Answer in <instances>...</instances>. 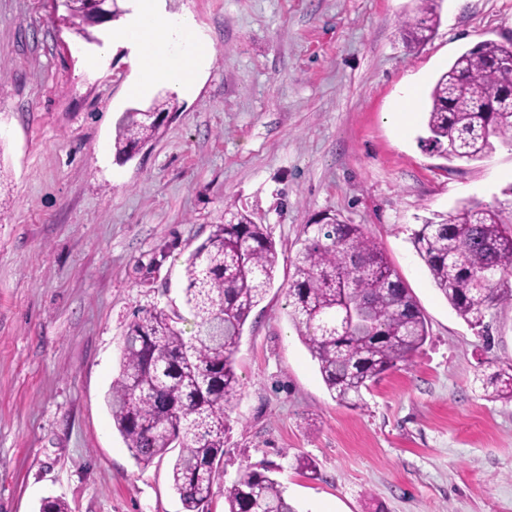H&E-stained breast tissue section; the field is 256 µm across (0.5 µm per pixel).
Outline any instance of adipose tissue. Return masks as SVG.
I'll list each match as a JSON object with an SVG mask.
<instances>
[{
    "mask_svg": "<svg viewBox=\"0 0 512 512\" xmlns=\"http://www.w3.org/2000/svg\"><path fill=\"white\" fill-rule=\"evenodd\" d=\"M125 9L104 36L99 56L118 46L128 49L140 68L128 86L133 95H146L157 82L177 95H190L214 56L213 45L201 34L194 16L169 12L163 0H129Z\"/></svg>",
    "mask_w": 512,
    "mask_h": 512,
    "instance_id": "obj_1",
    "label": "adipose tissue"
}]
</instances>
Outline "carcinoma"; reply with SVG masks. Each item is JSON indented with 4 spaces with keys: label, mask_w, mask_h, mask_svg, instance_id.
<instances>
[{
    "label": "carcinoma",
    "mask_w": 512,
    "mask_h": 512,
    "mask_svg": "<svg viewBox=\"0 0 512 512\" xmlns=\"http://www.w3.org/2000/svg\"><path fill=\"white\" fill-rule=\"evenodd\" d=\"M423 16L404 22L411 40L432 34L438 0H423ZM70 32L94 42L98 17L86 0H70ZM512 41L484 40L460 54L428 96L424 145L448 160H479L491 138L512 146V96L504 94ZM124 112L113 149L118 158L156 139L176 111L170 97ZM312 234L292 262L288 316L298 329L323 382L338 403L356 407L362 390L409 361L425 344L423 311L378 244L359 224L337 216L310 224ZM411 242L435 287L477 333L490 336L487 317L512 313V201L487 206L466 202L429 219ZM279 265L275 243L251 216L232 212L212 225L188 257L184 304L195 326L186 337L176 309L155 308L131 321L120 370L107 405L132 457L147 465L178 449L172 485L184 512H209L224 466L226 410L240 383L234 352L250 313L265 298ZM487 398L512 402V360L481 379ZM228 512H296L271 470L247 468L227 489Z\"/></svg>",
    "instance_id": "cac0c4a2"
}]
</instances>
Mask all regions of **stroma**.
<instances>
[{
	"label": "stroma",
	"instance_id": "obj_1",
	"mask_svg": "<svg viewBox=\"0 0 512 512\" xmlns=\"http://www.w3.org/2000/svg\"><path fill=\"white\" fill-rule=\"evenodd\" d=\"M215 56L159 136L121 162L112 142L137 69L87 64L58 0H0V512H183L173 454L140 465L105 402L134 313L181 307L185 262L244 211L279 254L235 354L224 468H272L298 512H512V403L476 372L512 359V316L485 347L411 243L424 220L512 187V148L450 162L421 144L425 95L481 41L512 40V0H166ZM417 94L406 119L405 88ZM363 225L411 289L429 337L360 407L338 404L288 318L290 261L322 215ZM317 465V478L296 468ZM422 2L424 3L423 17L404 22V27L408 31L411 40L418 43L428 39L439 19L437 9L440 1L423 0Z\"/></svg>",
	"mask_w": 512,
	"mask_h": 512
}]
</instances>
